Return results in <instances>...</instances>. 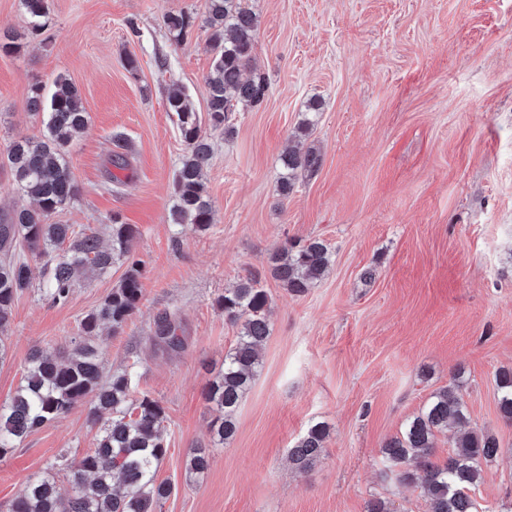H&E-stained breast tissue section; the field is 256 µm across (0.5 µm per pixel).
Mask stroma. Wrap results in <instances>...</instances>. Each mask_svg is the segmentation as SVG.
Segmentation results:
<instances>
[{
    "instance_id": "1",
    "label": "stroma",
    "mask_w": 512,
    "mask_h": 512,
    "mask_svg": "<svg viewBox=\"0 0 512 512\" xmlns=\"http://www.w3.org/2000/svg\"><path fill=\"white\" fill-rule=\"evenodd\" d=\"M47 2L35 36L20 0H0V37L20 45L0 52V157L15 138L43 130L27 108L32 83L48 94L61 77L78 87L90 119L67 155L81 194L51 220L78 234L105 231L116 217L138 230L139 310L120 331L102 326L96 343L105 375L135 370L138 391L166 410L168 452L156 479L174 492L160 512H367L375 498L391 512H426L423 494L398 486L380 448L458 368L471 428L500 442L472 496L479 512H512V424L499 413L495 381L512 367V0H248L260 21L254 70L269 88L261 105L230 113L232 135H211L214 220L204 231L171 221L187 146L166 107L176 86L206 110L213 52L204 0ZM180 10L197 20L182 45L162 22ZM313 101L317 122L302 137L321 165L298 172L284 196L279 157ZM121 152L124 169L112 163ZM309 238L325 241L332 262L295 295L267 260L286 241ZM125 272L116 263L88 273L63 305L38 277L18 294L0 403L21 385L34 349L70 352L81 319ZM252 275L270 295L271 331L237 433L217 445L204 389L238 334L217 300ZM165 316L183 338L173 351L152 340ZM318 421L330 427L325 453L297 472L289 450ZM101 429L83 404L0 456V512L50 466L68 492L56 461L94 450ZM195 448L210 449V468L189 483Z\"/></svg>"
}]
</instances>
